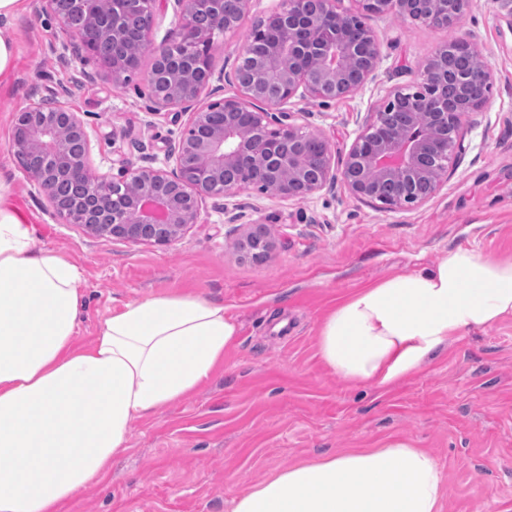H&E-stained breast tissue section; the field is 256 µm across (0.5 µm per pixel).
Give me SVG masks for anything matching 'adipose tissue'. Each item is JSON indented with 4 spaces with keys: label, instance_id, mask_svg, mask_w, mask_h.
Listing matches in <instances>:
<instances>
[{
    "label": "adipose tissue",
    "instance_id": "ef3b65f1",
    "mask_svg": "<svg viewBox=\"0 0 512 512\" xmlns=\"http://www.w3.org/2000/svg\"><path fill=\"white\" fill-rule=\"evenodd\" d=\"M27 0H0V88L19 53L13 21ZM80 273L35 247L32 222L0 169V512H64L126 450L130 424L210 378L240 325L201 294L151 296L75 342ZM512 318V260L458 246L337 304L319 328L323 363L356 383L394 384L450 337ZM444 475L410 441L390 439L288 467L252 484L232 512H439Z\"/></svg>",
    "mask_w": 512,
    "mask_h": 512
}]
</instances>
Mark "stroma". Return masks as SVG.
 <instances>
[{
    "label": "stroma",
    "mask_w": 512,
    "mask_h": 512,
    "mask_svg": "<svg viewBox=\"0 0 512 512\" xmlns=\"http://www.w3.org/2000/svg\"><path fill=\"white\" fill-rule=\"evenodd\" d=\"M276 5L250 0L236 33L216 35L215 68L231 69L252 24ZM365 24L381 47L376 78L335 103L294 99L287 109L323 131L335 164H342L387 92L411 84L440 45L467 37L494 83L484 106L463 119V149L453 154L437 193L387 212L340 181L299 201L244 191L234 199L237 223H225L221 200H207L203 223L166 247L93 236L65 222L11 155L17 109L53 96L80 113L88 166L102 179L111 178L120 154L138 165L163 159L179 129L172 114L150 112L151 55L116 84L39 0H28L16 21V79L0 92V167L9 169L16 204L37 228V248L63 255L80 271L87 306L77 343H90L123 303L168 293L224 303L241 328L206 384L132 422L128 448L111 472L66 512H231L251 483L390 437L435 456L445 477L440 512H512V319L450 339L419 370L386 387L332 374L317 337L320 321L342 299L433 263L445 249L476 245L490 257L512 259V12L497 0H471L452 29L394 16H369ZM253 223L265 224L277 240L259 263L237 252ZM283 322L292 326L285 342L275 337Z\"/></svg>",
    "instance_id": "1"
}]
</instances>
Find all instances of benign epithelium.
<instances>
[{
  "mask_svg": "<svg viewBox=\"0 0 512 512\" xmlns=\"http://www.w3.org/2000/svg\"><path fill=\"white\" fill-rule=\"evenodd\" d=\"M62 29L90 51L94 42L81 35L83 25L112 39L113 77L136 70L143 53L126 42V9H137L143 40L152 42L162 0H42ZM353 12H341L336 0H279L252 26L235 59L233 72H215L213 36L232 32L249 0H174L177 23L153 50L147 73L152 110H175L185 118L163 166L137 165L126 158L112 164V201L99 194L87 157L85 123L68 103L54 97L33 101L14 115L10 151L21 162L54 212L69 221L79 217L88 233L133 243L172 245L201 223L205 200L232 198L255 190L268 198L298 200L331 188L341 179L350 193L376 200L389 212L430 199L448 178V162L458 140L461 118L480 109L493 75L478 61L482 93L464 103L448 97L441 63L450 54L470 51L471 42L455 37L419 68L417 79L396 87L367 117L341 169H336L328 137L296 122L284 106L294 98L326 105L353 95L375 78L381 48L362 18L393 15L415 25L447 29L467 11L469 0H355ZM205 72L197 85L194 71ZM237 94L213 96L223 81ZM275 243L263 224L255 225L241 252L266 260Z\"/></svg>",
  "mask_w": 512,
  "mask_h": 512,
  "instance_id": "1",
  "label": "benign epithelium"
}]
</instances>
